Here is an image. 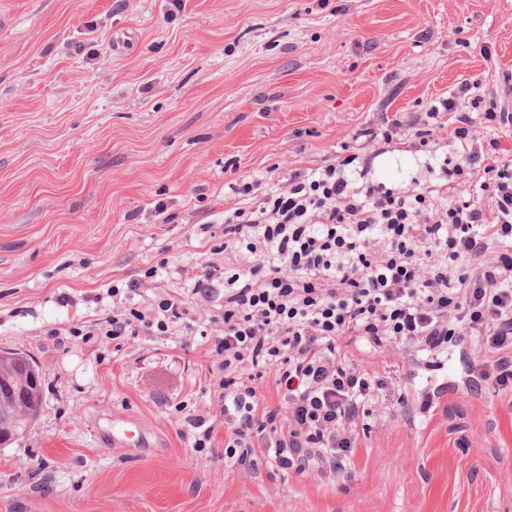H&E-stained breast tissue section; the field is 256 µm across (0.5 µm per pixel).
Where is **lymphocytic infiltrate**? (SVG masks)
Here are the masks:
<instances>
[{
    "label": "lymphocytic infiltrate",
    "instance_id": "1",
    "mask_svg": "<svg viewBox=\"0 0 512 512\" xmlns=\"http://www.w3.org/2000/svg\"><path fill=\"white\" fill-rule=\"evenodd\" d=\"M467 86L430 104L416 149L437 133L457 156L443 182L394 190L366 181L353 156L296 168L262 199L224 216L233 266H206L197 292L224 280L213 369L224 402V456L252 467L272 451L277 469L334 465L356 448L382 382L345 346L434 351L467 336L492 353L484 381L512 386V150L497 130L512 114H472ZM109 336L136 327L167 333L181 298L151 309L112 301ZM271 375L279 407L260 410L256 382Z\"/></svg>",
    "mask_w": 512,
    "mask_h": 512
}]
</instances>
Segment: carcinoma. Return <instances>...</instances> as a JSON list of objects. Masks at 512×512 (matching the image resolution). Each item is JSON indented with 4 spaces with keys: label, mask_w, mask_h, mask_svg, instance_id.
Returning a JSON list of instances; mask_svg holds the SVG:
<instances>
[{
    "label": "carcinoma",
    "mask_w": 512,
    "mask_h": 512,
    "mask_svg": "<svg viewBox=\"0 0 512 512\" xmlns=\"http://www.w3.org/2000/svg\"><path fill=\"white\" fill-rule=\"evenodd\" d=\"M20 353H0V408H7L9 419L0 427L21 436L36 419L42 401L41 375L21 368Z\"/></svg>",
    "instance_id": "obj_1"
}]
</instances>
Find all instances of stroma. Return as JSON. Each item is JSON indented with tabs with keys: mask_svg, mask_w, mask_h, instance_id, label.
<instances>
[{
	"mask_svg": "<svg viewBox=\"0 0 512 512\" xmlns=\"http://www.w3.org/2000/svg\"><path fill=\"white\" fill-rule=\"evenodd\" d=\"M463 83L468 110L512 113V0H0V350L43 378L0 446V512H512V389L467 337L349 345L386 387L342 475L226 462L224 283L194 290L224 262L230 182L346 152L388 185L425 177L411 130L359 134ZM116 289L189 314L112 339Z\"/></svg>",
	"mask_w": 512,
	"mask_h": 512,
	"instance_id": "obj_1",
	"label": "stroma"
}]
</instances>
